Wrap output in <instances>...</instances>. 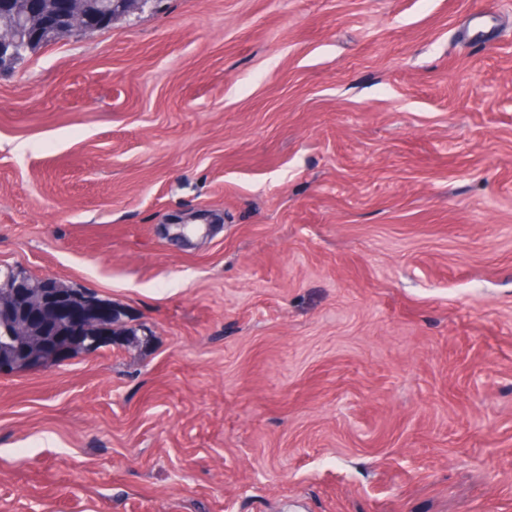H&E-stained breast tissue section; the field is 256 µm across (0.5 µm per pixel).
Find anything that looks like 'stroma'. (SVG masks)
<instances>
[{
	"instance_id": "stroma-1",
	"label": "stroma",
	"mask_w": 512,
	"mask_h": 512,
	"mask_svg": "<svg viewBox=\"0 0 512 512\" xmlns=\"http://www.w3.org/2000/svg\"><path fill=\"white\" fill-rule=\"evenodd\" d=\"M0 265L144 334L0 372V512H512V0H135L0 69Z\"/></svg>"
}]
</instances>
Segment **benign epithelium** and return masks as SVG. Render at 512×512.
Segmentation results:
<instances>
[{
	"instance_id": "benign-epithelium-1",
	"label": "benign epithelium",
	"mask_w": 512,
	"mask_h": 512,
	"mask_svg": "<svg viewBox=\"0 0 512 512\" xmlns=\"http://www.w3.org/2000/svg\"><path fill=\"white\" fill-rule=\"evenodd\" d=\"M56 7L46 3L41 19L47 33H77L86 27L88 14L81 0L66 3L55 23ZM18 27L0 25V59L15 56ZM124 324L131 336L142 325L123 322L119 309L95 307L87 295L65 288L53 278L31 279L12 268H0V371L37 372L64 355L97 349L107 333L105 322Z\"/></svg>"
}]
</instances>
